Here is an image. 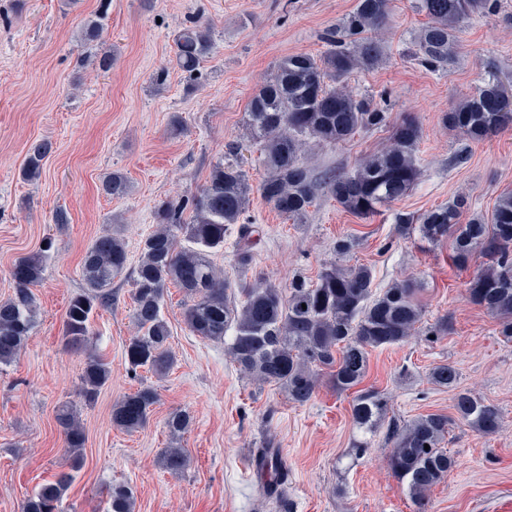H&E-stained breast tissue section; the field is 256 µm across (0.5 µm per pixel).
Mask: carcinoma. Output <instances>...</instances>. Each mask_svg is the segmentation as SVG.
I'll list each match as a JSON object with an SVG mask.
<instances>
[{"label": "carcinoma", "mask_w": 512, "mask_h": 512, "mask_svg": "<svg viewBox=\"0 0 512 512\" xmlns=\"http://www.w3.org/2000/svg\"><path fill=\"white\" fill-rule=\"evenodd\" d=\"M498 0H420L429 21L419 30L415 55L428 69L451 64L456 58L460 23L493 10ZM390 0H356L354 9L324 33L328 49L318 58L307 54L283 57L275 73L252 94L245 112L246 135L260 146L267 175L260 185L264 199L296 224L306 222L309 208L325 193L346 212L368 219L380 208L405 196L419 174L417 147L421 129L416 117L406 114L392 120L365 95H355L344 80L356 70H374L385 60L380 32L389 19ZM112 0H101L96 18L82 26V43L91 50L100 44L103 21ZM175 65L192 78L213 48L210 26L196 19L174 36ZM444 123L463 136L481 141L512 127V84L491 74L473 94L445 113ZM390 129V144L359 160L348 171L326 168L313 172L302 161L307 142L336 145L359 129ZM52 142L41 140L28 150L21 175L40 177ZM101 190L108 196L128 191L120 171L104 176ZM251 188L243 168L216 161L208 179L190 196L159 203L154 211L156 230L144 242L141 260L129 269L128 254L116 230L99 236L87 249L82 275L85 289L69 302L65 319L66 345L88 352L82 376V396L92 404L110 377L109 362L90 350L91 322L97 309L112 302V282L132 271L133 320L136 334L126 346L132 373L140 368L166 375L174 364L169 349L170 331L162 315L165 293L173 285L189 303L183 317L189 331L203 340L219 342L233 332L229 354L240 371L254 382L284 386L288 400L308 403L318 388L320 372L340 392L360 385L373 349L401 343L417 332L422 308L416 283L405 280L379 295L373 294V273L364 264L331 263L316 281L295 274L288 286L272 283L241 285L233 289L212 263L224 251V235L237 225L235 262L244 269L253 261V248L262 230L240 219L249 204ZM470 209L467 198L439 206L421 216L401 214L398 233L407 238L419 231L422 239L438 243L452 239L451 260L467 265L482 259L467 289L469 301L498 319V334L512 343V193L503 194L490 221L472 217L461 222ZM360 246L359 238L336 239V255L347 259ZM44 256L18 258L9 271L14 282L11 297L0 301V365L13 363L21 354L36 323L33 288L42 279ZM433 383L456 391L458 420L482 435L501 428L499 409L465 389H458L459 373L448 363L433 367ZM157 393L140 388L112 406V422L126 431L146 426ZM355 424L366 433L387 424L393 440L388 464L406 483L418 512H424L426 493L455 467L456 461L441 447L453 418L434 412L403 426L386 421L388 402L375 389L359 391L352 408ZM56 421L64 448L74 459L70 470L54 476L27 498L22 512H63L65 493L76 479L77 461L85 432L77 411L68 402L58 406ZM191 426L186 412L171 414L166 427L180 437ZM163 467L170 473L184 471L189 457L182 448H166ZM258 481L269 503L291 512L280 487L287 473L279 449L265 447L254 460ZM130 486L113 485L105 512H134Z\"/></svg>", "instance_id": "cac0c4a2"}]
</instances>
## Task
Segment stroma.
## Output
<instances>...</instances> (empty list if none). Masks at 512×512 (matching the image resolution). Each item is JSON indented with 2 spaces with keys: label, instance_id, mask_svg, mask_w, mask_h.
I'll return each instance as SVG.
<instances>
[{
  "label": "stroma",
  "instance_id": "obj_1",
  "mask_svg": "<svg viewBox=\"0 0 512 512\" xmlns=\"http://www.w3.org/2000/svg\"><path fill=\"white\" fill-rule=\"evenodd\" d=\"M419 0H391L382 33L386 57L374 70L346 80L370 94L391 117L409 113L421 127L420 176L407 195L364 221L320 195L304 224L278 213L261 195L266 176L261 154L247 144L241 160L252 187L246 222L265 230L248 271L233 256L236 228L224 236L216 267L231 284L267 281L287 285L295 273L316 279L334 262L337 238L353 234L361 245L352 260L373 270L375 287L418 281L423 318L407 341L370 351L363 387L389 400V415L406 423L432 412L453 414L454 391L431 383L440 363L454 365L459 387L496 405L498 433L483 436L456 422L443 448L455 468L428 492L426 512H476L512 497V343L497 334L495 315L472 305L467 286L476 263H450V240L400 238L399 215H422L466 196L472 212L490 215L500 195L512 192V130L470 140L443 123L446 112L480 86L488 74L512 79V0L461 25L457 58L433 72L414 54V37L428 21ZM356 0H112L102 48L112 67L86 59L84 21L100 0H0V301L14 284L9 269L22 256L45 254L35 288L38 314L16 362L0 366V512H21L36 487L70 466L55 422L59 403L76 407L86 433L82 465L64 496L66 512H104L107 492L126 483L135 512H271L253 466L257 450L279 448L288 471L285 492L294 512H417L407 486L388 467L392 443L386 428L369 435V447L352 456L359 435L352 418L354 391L336 392L321 380L299 406L278 384L257 385L241 373L226 346L193 336L183 321L185 294L169 288L162 314L176 363L164 376L130 373L126 345L135 329L132 285H112L111 306L97 310L93 346L111 368L97 402L86 405L81 375L86 354L64 347L65 312L85 282L82 259L112 225L122 227L131 262L154 229L159 201L196 192L231 142H245L244 112L256 88L291 54H323L321 35L355 7ZM208 20L212 55L197 79L174 62L176 31ZM183 128L170 130L172 116ZM385 128L358 130L336 144H310L314 170H350L383 148ZM54 146L38 180L20 176L31 144ZM131 189L112 198L100 191L113 171ZM69 221H54L57 210ZM448 333L430 337L439 320ZM149 386L158 395L149 423L129 432L112 422V406ZM177 411L192 416L190 429L171 439L165 422ZM186 451L189 465L173 475L160 464L164 448Z\"/></svg>",
  "mask_w": 512,
  "mask_h": 512
}]
</instances>
